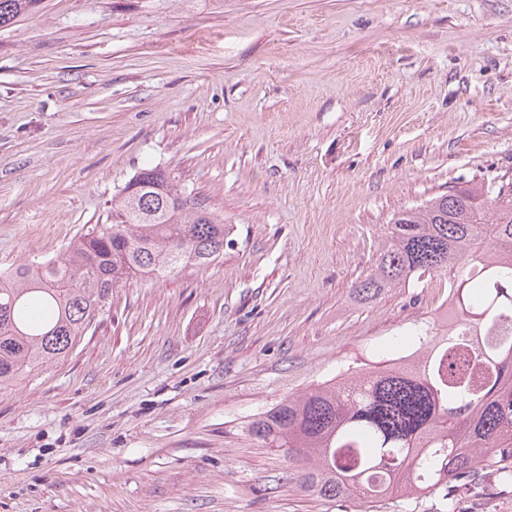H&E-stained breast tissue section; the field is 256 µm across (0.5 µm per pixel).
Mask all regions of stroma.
<instances>
[{
  "mask_svg": "<svg viewBox=\"0 0 512 512\" xmlns=\"http://www.w3.org/2000/svg\"><path fill=\"white\" fill-rule=\"evenodd\" d=\"M224 225L0 389V512H369L247 424L417 349L438 275L362 303L387 224L512 188V0H42L0 29V271L58 256L145 165ZM383 512H512L486 472Z\"/></svg>",
  "mask_w": 512,
  "mask_h": 512,
  "instance_id": "stroma-1",
  "label": "stroma"
}]
</instances>
